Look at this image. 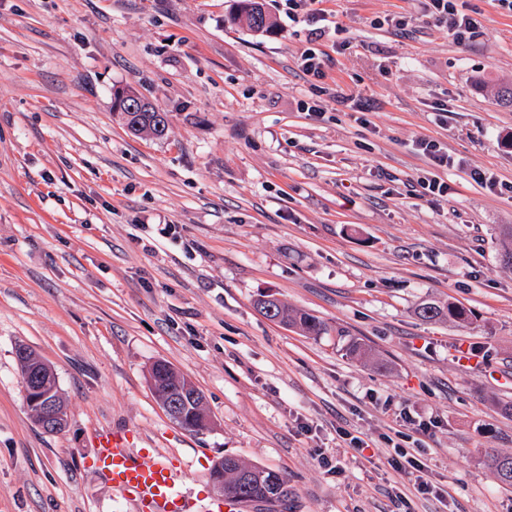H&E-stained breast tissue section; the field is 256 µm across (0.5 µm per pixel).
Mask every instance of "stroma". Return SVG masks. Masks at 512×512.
Instances as JSON below:
<instances>
[{"mask_svg":"<svg viewBox=\"0 0 512 512\" xmlns=\"http://www.w3.org/2000/svg\"><path fill=\"white\" fill-rule=\"evenodd\" d=\"M265 4L270 35L232 22L238 0H0V512H133L83 465L113 426L166 453L194 501L234 455L284 477L277 512H512L483 463L512 453V107L496 96L512 13L465 0L478 28L460 43L384 24L418 0H318L317 35ZM308 47L322 80L299 67ZM125 86L167 112L164 137L114 115ZM355 97L374 105L365 121ZM418 137L456 161L431 202L413 189L432 170ZM267 294L330 332L266 319ZM425 300L471 321H422ZM351 338L381 366L347 356ZM20 343L55 373L61 432L26 404ZM160 360L203 393L208 430L156 402ZM404 412L432 424L401 443L424 448L435 493L390 464ZM341 428L372 440V461L337 452Z\"/></svg>","mask_w":512,"mask_h":512,"instance_id":"35a3bbf8","label":"stroma"}]
</instances>
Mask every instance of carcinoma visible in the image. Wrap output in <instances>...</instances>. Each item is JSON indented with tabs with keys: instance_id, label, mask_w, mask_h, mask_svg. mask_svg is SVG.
<instances>
[{
	"instance_id": "1",
	"label": "carcinoma",
	"mask_w": 512,
	"mask_h": 512,
	"mask_svg": "<svg viewBox=\"0 0 512 512\" xmlns=\"http://www.w3.org/2000/svg\"><path fill=\"white\" fill-rule=\"evenodd\" d=\"M237 19L245 21L255 32L270 33L274 28V23L265 9V3L261 0H240ZM146 105L148 102L129 86L113 91V112L129 132L134 135L149 132L156 137L164 136L168 130L167 114L154 107L148 109ZM500 236V260L512 267V225H502ZM256 307L267 319L286 324L304 336H322L330 331V326L324 320L305 311L290 309L272 295L257 300ZM416 313L425 321L447 320L451 323L465 324L470 320V313L453 301L423 302L418 305ZM15 356L23 379L30 371L49 369V366L24 344L15 347ZM149 377L159 401L167 400L171 388L177 385L181 387L184 398L180 416L173 418L174 422L191 432L209 428V416L201 398L195 396L196 389L192 381L175 371L166 361L154 363ZM41 395L43 402L52 406H62L63 398L55 374H50L48 385L44 387ZM486 465L502 484L512 486V455L489 454L486 456ZM209 481L213 484L224 482V495L246 504L273 506L286 501L290 494L288 483L280 473L265 467L248 465L233 455H226L224 459L212 465Z\"/></svg>"
}]
</instances>
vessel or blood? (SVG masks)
<instances>
[{
  "label": "vessel or blood",
  "mask_w": 512,
  "mask_h": 512,
  "mask_svg": "<svg viewBox=\"0 0 512 512\" xmlns=\"http://www.w3.org/2000/svg\"><path fill=\"white\" fill-rule=\"evenodd\" d=\"M90 464L134 512H194L178 489V472L169 459L152 448L130 447L128 429L100 431Z\"/></svg>",
  "instance_id": "1"
}]
</instances>
